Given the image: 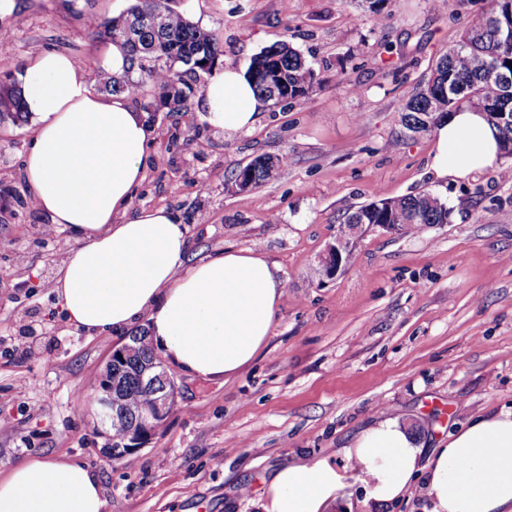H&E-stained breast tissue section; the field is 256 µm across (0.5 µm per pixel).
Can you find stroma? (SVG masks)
<instances>
[{
	"mask_svg": "<svg viewBox=\"0 0 512 512\" xmlns=\"http://www.w3.org/2000/svg\"><path fill=\"white\" fill-rule=\"evenodd\" d=\"M132 0H17L0 18V86L40 53L86 65L110 46L88 24ZM192 21L219 33L222 67L247 68L286 41L316 80L302 102L268 105L251 129H211L197 107L205 81L178 110L132 98L152 136L133 208L178 213L187 264L227 249H261L283 296L256 359L228 380L167 370L177 406L140 449L120 460L84 406L128 331L72 324L51 289L76 241L60 229L46 247L47 216L30 208L24 161L29 121L0 119V469L28 456L76 460L93 472L106 512H263L266 481L282 465L332 456L374 421L396 416L424 452L469 419L512 410V183L492 167L441 180L432 134L411 135L402 100L481 12L466 0L448 15L436 0H177ZM287 155L264 184L235 191L252 158ZM430 191L449 223L419 233L362 225L340 271L317 260L347 213L372 201ZM207 223H200L199 215ZM25 248L19 267L14 252ZM48 332L23 334L29 321Z\"/></svg>",
	"mask_w": 512,
	"mask_h": 512,
	"instance_id": "stroma-1",
	"label": "stroma"
}]
</instances>
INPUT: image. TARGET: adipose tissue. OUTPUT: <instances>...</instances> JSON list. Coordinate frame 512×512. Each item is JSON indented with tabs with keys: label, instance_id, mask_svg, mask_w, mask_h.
<instances>
[{
	"label": "adipose tissue",
	"instance_id": "obj_1",
	"mask_svg": "<svg viewBox=\"0 0 512 512\" xmlns=\"http://www.w3.org/2000/svg\"><path fill=\"white\" fill-rule=\"evenodd\" d=\"M34 127L25 176L37 208L80 236L52 290L69 320L93 331L144 324L164 359L198 378L229 377L267 341L283 295L262 251L228 249L186 265V229L159 208L132 211L150 134L144 112L91 92L85 69L57 51L21 74ZM267 106L246 73L216 68L201 100L220 132L250 128ZM431 168L463 179L495 164L496 130L464 108L433 130ZM345 467L315 457L282 467L264 490V512H330L353 469L385 506L424 480L431 512H512V411L473 418L424 454L398 419L386 418L342 448ZM97 477L75 461L32 457L0 475V512H105Z\"/></svg>",
	"mask_w": 512,
	"mask_h": 512
}]
</instances>
